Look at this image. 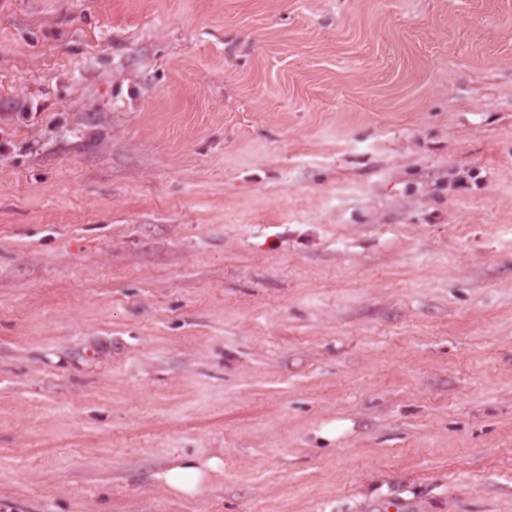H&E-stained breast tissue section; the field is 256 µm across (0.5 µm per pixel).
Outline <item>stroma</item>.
Returning <instances> with one entry per match:
<instances>
[{"label":"stroma","mask_w":512,"mask_h":512,"mask_svg":"<svg viewBox=\"0 0 512 512\" xmlns=\"http://www.w3.org/2000/svg\"><path fill=\"white\" fill-rule=\"evenodd\" d=\"M0 141V512H512V0H0ZM221 465L217 458L203 464L193 458H185L182 462L158 473L155 479L178 494L197 495L204 489L207 471H218Z\"/></svg>","instance_id":"obj_1"}]
</instances>
